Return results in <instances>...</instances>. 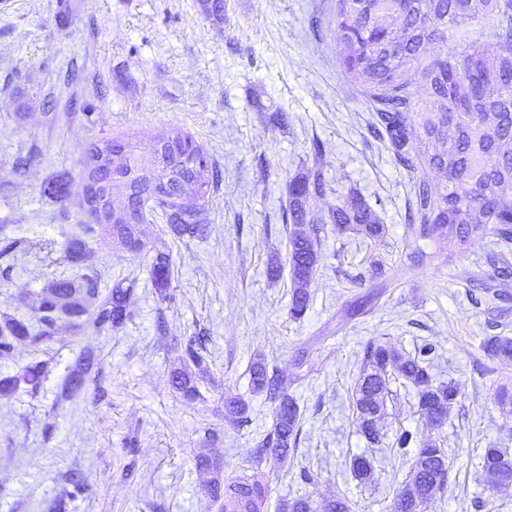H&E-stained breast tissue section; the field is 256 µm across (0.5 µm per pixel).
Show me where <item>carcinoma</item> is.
<instances>
[{"label": "carcinoma", "instance_id": "1", "mask_svg": "<svg viewBox=\"0 0 512 512\" xmlns=\"http://www.w3.org/2000/svg\"><path fill=\"white\" fill-rule=\"evenodd\" d=\"M492 0H338L337 11L350 74L368 86L379 121L384 126L396 155L408 161L410 124L408 72L419 60L423 46L445 36L440 21L459 23L485 12ZM423 77L441 112L421 124L423 137L446 146L427 158L429 166L446 172L450 189L440 193L421 180L415 187L414 208L420 219L419 236L440 244L460 247L495 225L498 238L512 240V152L502 146L512 143V54L499 56L489 70L484 54L467 52L457 62L441 61L425 68ZM162 165L165 178L155 177L153 167ZM85 167L88 185L85 205L91 223L82 235L95 233V225L105 224L112 242L129 253L146 247L140 225L146 223V205L162 212L170 231L178 238L199 237L205 231L198 221L200 202L211 191L202 172L209 158L194 140L182 131L161 134L155 142L152 160L146 164L120 142L100 140L87 152ZM126 198L121 209L112 207L113 191ZM66 179L54 175L45 183L43 194L63 198ZM324 192L320 173L290 184L286 223L288 268L291 282L290 316L297 320L309 309L310 285L320 259V227L323 218L311 215L309 200ZM336 232H355L374 239L383 234L370 206L351 194L330 214ZM23 240L0 228V260L19 247ZM151 279L161 299L170 298L172 264L169 254L158 252L151 265ZM133 285L118 282L108 294L101 293L98 277L85 272L76 278L49 283L32 316L0 315V358L13 355L17 346L37 347L49 341L57 327L75 329L91 322L95 331L106 334L129 317L128 300ZM490 357L511 362L512 337L488 336L482 344ZM436 347L423 345L414 354H403L389 344L372 342L366 347V367L353 396L355 422L371 444L384 441L379 421L393 382L415 391L420 414L440 428L460 393L453 382H438L430 373ZM96 362L94 351L84 352L65 379L60 398L69 401L83 388ZM47 371L43 362L23 370L20 380L37 386ZM251 390L263 394L273 404V423L254 452V473L224 479V465L216 457L202 455L197 467L210 474L205 491L219 503L220 512H264L267 484L262 465L268 459L284 462L295 451L303 415L296 401L283 387L276 369L262 359L248 368ZM209 359L204 337L192 336L182 349V365L171 374L173 386L190 400L201 396L198 381L207 378ZM18 380V381H20ZM18 381L0 382V392L14 390ZM249 404L240 397L224 401V419L241 428L249 423ZM392 447L399 451L417 449L408 472L400 483L391 512H421L448 484V449L438 440H420L418 434L401 428L393 435ZM479 472L490 478V496L478 507L493 512V494L512 489V453L506 448H486L478 456ZM355 503L338 494L319 502L308 495L281 503L280 512H354Z\"/></svg>", "mask_w": 512, "mask_h": 512}]
</instances>
